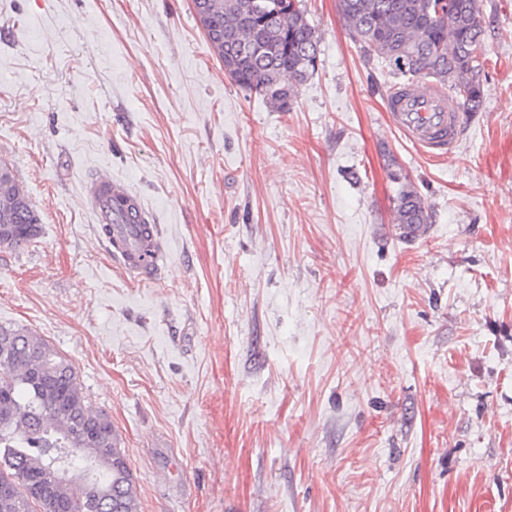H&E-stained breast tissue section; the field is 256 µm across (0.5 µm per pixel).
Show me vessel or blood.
<instances>
[{
  "mask_svg": "<svg viewBox=\"0 0 512 512\" xmlns=\"http://www.w3.org/2000/svg\"><path fill=\"white\" fill-rule=\"evenodd\" d=\"M385 101L390 127L418 152L435 160L454 155L467 115L434 84L420 80L392 86ZM83 193L98 222L112 227L114 260L134 279L152 278L164 259L158 226L142 229L139 220L114 206L118 200L138 206L137 196L124 183L107 176L87 181Z\"/></svg>",
  "mask_w": 512,
  "mask_h": 512,
  "instance_id": "vessel-or-blood-1",
  "label": "vessel or blood"
}]
</instances>
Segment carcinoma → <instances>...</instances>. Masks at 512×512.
<instances>
[{
	"mask_svg": "<svg viewBox=\"0 0 512 512\" xmlns=\"http://www.w3.org/2000/svg\"><path fill=\"white\" fill-rule=\"evenodd\" d=\"M212 38L224 70L240 88L288 112L297 84L317 69L319 39L301 0H209ZM352 40L367 64H386L397 79L448 87L463 112L481 110L486 57L479 0H341ZM396 229L428 224L419 193L406 183L393 202ZM0 246L16 248L41 233L40 218L15 174L0 179ZM0 512H88L90 492L68 474L36 491L50 470L98 461L96 494L114 512H139L133 475L109 416L94 409L71 364L23 328L0 325Z\"/></svg>",
	"mask_w": 512,
	"mask_h": 512,
	"instance_id": "1",
	"label": "carcinoma"
}]
</instances>
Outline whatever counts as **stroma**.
<instances>
[{"label": "stroma", "mask_w": 512, "mask_h": 512, "mask_svg": "<svg viewBox=\"0 0 512 512\" xmlns=\"http://www.w3.org/2000/svg\"><path fill=\"white\" fill-rule=\"evenodd\" d=\"M302 5L318 69L278 112L192 0H0V159L42 223L0 248V324L72 365L139 512H512V0L480 2L487 95L444 161L390 128L340 0ZM99 174L152 212L155 280L114 262ZM393 201L392 223L395 224L399 237H402L399 230L403 224H419L416 225V229L421 224H430V215L425 203L411 184L402 185Z\"/></svg>", "instance_id": "35a3bbf8"}]
</instances>
